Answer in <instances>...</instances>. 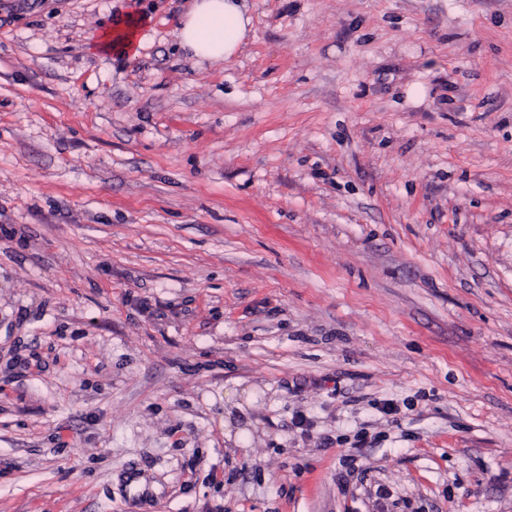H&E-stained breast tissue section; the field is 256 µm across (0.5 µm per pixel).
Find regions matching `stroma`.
Returning a JSON list of instances; mask_svg holds the SVG:
<instances>
[{"instance_id":"1","label":"stroma","mask_w":512,"mask_h":512,"mask_svg":"<svg viewBox=\"0 0 512 512\" xmlns=\"http://www.w3.org/2000/svg\"><path fill=\"white\" fill-rule=\"evenodd\" d=\"M192 4L0 0V512H512V0ZM180 29L181 45L195 57L224 60L241 46L249 19L239 0H197ZM125 19L118 21L113 29L102 31L93 43V49L101 53H112V51L122 54L136 53L137 48L146 38L144 30L148 20L141 16L131 17L127 21Z\"/></svg>"}]
</instances>
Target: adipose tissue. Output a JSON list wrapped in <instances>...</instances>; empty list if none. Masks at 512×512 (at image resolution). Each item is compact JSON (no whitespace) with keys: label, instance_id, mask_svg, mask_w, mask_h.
<instances>
[{"label":"adipose tissue","instance_id":"ef3b65f1","mask_svg":"<svg viewBox=\"0 0 512 512\" xmlns=\"http://www.w3.org/2000/svg\"><path fill=\"white\" fill-rule=\"evenodd\" d=\"M248 19L238 0H197L180 29L181 45L195 57L224 60L241 46ZM144 17H132L100 33L93 44L101 53H136L146 37Z\"/></svg>","mask_w":512,"mask_h":512}]
</instances>
